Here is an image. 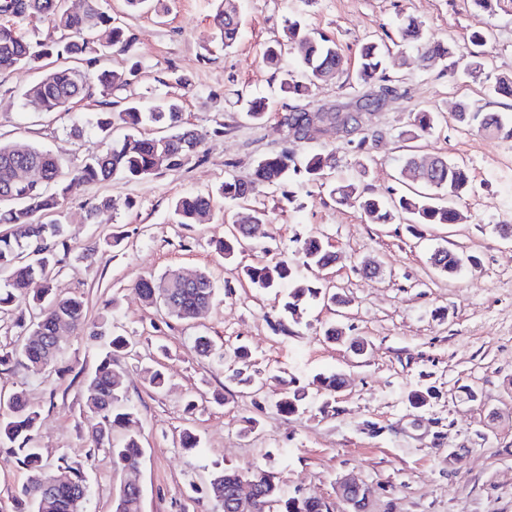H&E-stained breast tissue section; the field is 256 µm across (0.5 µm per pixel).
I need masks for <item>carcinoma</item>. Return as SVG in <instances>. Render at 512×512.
Listing matches in <instances>:
<instances>
[{
  "mask_svg": "<svg viewBox=\"0 0 512 512\" xmlns=\"http://www.w3.org/2000/svg\"><path fill=\"white\" fill-rule=\"evenodd\" d=\"M100 0H85V7L71 10L67 0H0V15L19 19L48 21L58 36L35 39L20 33L11 25L0 24V72L15 70H39V78L24 92V105L39 112H70L76 102L98 97L99 106L94 127L104 136H110L112 125L119 124L126 133L119 139L105 143V148L90 155L82 167L68 173L64 171L60 157L37 147L19 149L0 143V203L9 202L7 209L0 208V224H7L6 232L0 233V274H6L5 284L0 287V311L20 310L26 306L39 308L36 319L30 322L21 347L15 351H0V366L15 359H22L36 370L53 365L60 347L54 340L57 326L67 325L74 329L86 326L85 306L81 297L54 293L49 285L44 293L28 298L32 279L45 275L61 262L58 246L65 245L66 229L55 219L50 223L43 218L53 215L60 208L75 183H96L114 177L142 180L151 177L160 168L177 170L186 165L202 142L203 135L190 127L183 118L180 99L169 97L145 109L132 101L120 110L112 109V90L125 87L137 76L138 63L127 70L101 68L94 73L81 69L86 64L92 68L100 62L105 46L97 32L110 28L109 45L123 51L131 48L134 37L125 28L112 24V16L101 10ZM218 3L212 20L211 41L229 48L240 38V23L235 10ZM286 41L298 62V75L286 74L281 91L288 98H301L310 94L320 83L336 79L341 57L335 41L306 30L301 21L290 18L284 28ZM399 32L403 39L414 44L420 58L431 66L438 61L454 57L452 46L430 39L422 23L413 17L406 18ZM484 72L483 57L470 53L463 73L472 78ZM357 81L363 84L385 83V52L375 43H366L359 51ZM243 110L248 119L263 120L268 112L264 100L253 98L246 101ZM434 112H420L415 119L412 137L418 138L429 132L436 121ZM457 123L475 125L492 139L512 138V116L498 112H484L468 103H462L455 112ZM149 124H161L169 133L158 137H146L142 128ZM433 178L431 184L425 177L424 160L411 155L403 163L401 174L414 189L390 200L366 196L353 182L332 186L330 195L336 203H356L363 215L373 224H389L402 215L410 232L428 224H463L467 216L460 209V202L470 191L468 172L448 157L431 158ZM335 167V153L311 152L304 161L297 160L292 148L263 157L257 164L254 180L243 184L228 178L219 186L218 193L233 199H249L268 186H283L294 176L302 175L311 182L325 178L327 171ZM211 195L190 193L174 201V212L181 224H199L209 214ZM116 209V202L103 197L87 209L89 223H99L100 217ZM268 214L261 209H250L238 215L237 233L218 242L216 249L226 260H232L250 240L246 232L248 224H268ZM297 253L304 265L313 270L329 269L335 265L336 253L328 249L321 239H304ZM465 258L446 247L436 249L429 262L435 269L448 275L458 272ZM242 275L254 287L271 290L288 286L283 310L295 321L299 320L303 304L319 296L334 304L345 299L316 285L312 280L295 275L294 266L286 259L256 265H247ZM134 290L148 303L161 304L174 317L194 319L205 314L211 307L215 288L206 274L197 276V282L182 285L180 275L166 271L157 279H141ZM92 335L110 337L114 351L125 349L129 340L112 333L109 317L103 316L93 324ZM230 359L238 368L236 375L245 384L251 376L243 375L250 366L245 347L232 350ZM85 407L98 414L102 427L94 435L99 446H107L112 468L126 472L140 463L142 448L139 436L124 434L112 437L117 430H126L135 417L129 405L122 371L112 363L111 353L99 361L84 387ZM40 411L30 404L24 393H13L6 409L0 412V448H5L16 463L31 472L21 488L20 504L27 512H83L90 488L81 463L66 455L57 458L55 464L44 470L42 457L34 445L39 428ZM257 483L263 495L261 503H277V512H322L317 497L312 495L284 494L269 471L258 469L250 475L237 470L223 469L210 480V493L219 498L230 491L243 477ZM114 512H141V496L134 490L120 489Z\"/></svg>",
  "mask_w": 512,
  "mask_h": 512,
  "instance_id": "carcinoma-1",
  "label": "carcinoma"
}]
</instances>
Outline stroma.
I'll return each mask as SVG.
<instances>
[{
  "label": "stroma",
  "mask_w": 512,
  "mask_h": 512,
  "mask_svg": "<svg viewBox=\"0 0 512 512\" xmlns=\"http://www.w3.org/2000/svg\"><path fill=\"white\" fill-rule=\"evenodd\" d=\"M229 2L242 34L224 49L207 41L214 0H164L161 14L102 0L136 37L129 51L112 50L103 65L139 64L134 83L113 90V108L139 98L182 97L185 121L204 139L181 169L75 185L61 206L66 258L29 285L34 294L52 279L59 292L83 297L88 321L111 313L115 329L130 338V349L114 352L112 361L124 373L136 412L143 512H218L204 487L224 468L272 470L285 493L321 497L330 512H348L336 492L346 475L369 487V512H512V240L490 230L512 225V140L487 138L453 118L462 102L512 116V97L494 91L497 77L512 75V0H501L491 13L472 0ZM291 15L333 39L342 54L339 79L297 100L280 92L284 71L296 68L294 54L284 52L275 69L262 62ZM408 15L463 54L472 48L471 33H483L484 75L451 78L440 66H423L399 36V19ZM368 41L389 47L387 73L396 93L364 117L365 145L316 125L297 144V158L335 149L331 183L357 180L366 194L390 198L407 190L401 164L408 147L447 156L470 175L472 190L462 203L467 222L412 234L402 221L373 224L357 205L337 204L328 185L293 184L291 201L271 187L250 203L264 209L270 223L236 263L224 262L216 243L230 233L227 216L245 204L218 196L208 221L181 224L175 199L210 191L231 176L252 180L258 161L284 145L280 119L290 109L354 107L363 94L355 80L358 52ZM177 73L190 80L189 89L174 82ZM39 76L25 69L0 75V141L52 151L77 170L104 146L92 126L98 106L88 99L72 112L32 111L23 93ZM255 96L272 107L261 123L246 120L242 110L243 100ZM423 111L437 113V125L406 143L403 132ZM77 121L86 126L80 137L70 134ZM106 196L117 200V209L101 223H87L89 204ZM314 235L339 254L325 278L349 304L317 299L295 321L282 311L286 289L258 291L240 268L293 257L297 239ZM439 245L472 257V264L452 276L437 272L428 254ZM367 262L379 267L377 276L362 274ZM171 269L212 279L216 296L201 319L181 321L134 293L135 281ZM279 319L281 331L274 327ZM331 325L368 341L369 354L326 340ZM200 333L221 349L246 346L255 385L239 384L230 362L198 354L193 338ZM60 344L51 368L0 366V397L25 392L41 413L44 464L63 454L80 462L90 486L84 512H113L124 475L113 470L107 449L96 446L99 419L83 406L85 380L106 341L67 329ZM154 370L167 375L165 390L149 386ZM331 374L341 375L343 384L329 395L316 379ZM290 387L305 398L285 415L277 403ZM415 391L426 393L424 405L410 402ZM187 428L200 437L190 453L179 445Z\"/></svg>",
  "instance_id": "1"
}]
</instances>
